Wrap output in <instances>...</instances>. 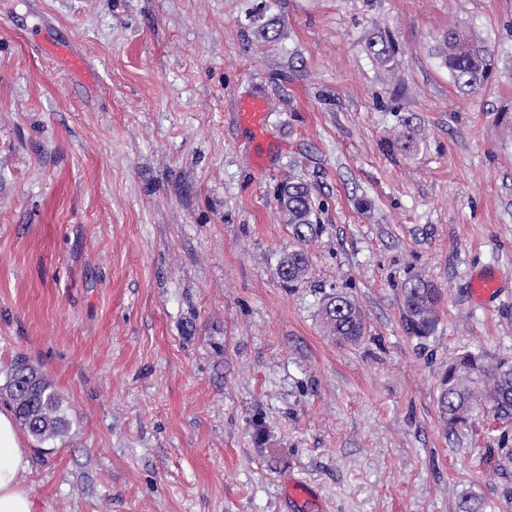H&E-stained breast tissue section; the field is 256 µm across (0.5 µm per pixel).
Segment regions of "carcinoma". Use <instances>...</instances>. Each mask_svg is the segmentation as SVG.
I'll use <instances>...</instances> for the list:
<instances>
[{"label":"carcinoma","mask_w":512,"mask_h":512,"mask_svg":"<svg viewBox=\"0 0 512 512\" xmlns=\"http://www.w3.org/2000/svg\"><path fill=\"white\" fill-rule=\"evenodd\" d=\"M261 37L272 42L281 34L277 17L260 14L253 20ZM368 49L381 64L394 62L399 46L388 33H379L368 42ZM442 64L455 83L469 91L482 87L493 69L491 48L473 31L455 28L444 34L439 48ZM424 139L413 117L396 115L391 150L402 155L417 154ZM281 205L297 241L308 242L319 231L312 186L305 181H290L280 192ZM308 256L302 249L288 254L279 266V277L286 284L302 279ZM444 292L432 281L415 277L403 289V325L417 339L430 336L440 318ZM321 319L337 342L356 344L365 335V320L357 304L343 295H331L322 303ZM18 423L39 443L65 437L70 422L63 412V399L51 382L36 367L22 358L11 368L6 387ZM438 406L448 428L467 425L474 414L488 410L499 420H512V360L487 361L483 353L467 352L448 364L438 385Z\"/></svg>","instance_id":"1"}]
</instances>
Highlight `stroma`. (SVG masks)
I'll list each match as a JSON object with an SVG mask.
<instances>
[{
  "label": "stroma",
  "instance_id": "obj_1",
  "mask_svg": "<svg viewBox=\"0 0 512 512\" xmlns=\"http://www.w3.org/2000/svg\"><path fill=\"white\" fill-rule=\"evenodd\" d=\"M281 20L254 34L255 9ZM73 40L81 78L27 41ZM494 52L481 89L435 52L451 27ZM389 31L393 69L367 44ZM267 105L264 136L236 118ZM425 139L390 153L396 114ZM512 0H0V410L25 358L64 398L61 440L24 436L33 512H512V424L449 431L465 352L512 358ZM312 184L294 238L279 188ZM304 249L302 281L278 268ZM504 283L491 307L469 281ZM445 293L433 334L402 288ZM360 307L338 344L326 295ZM316 491L289 503L288 480ZM266 111V102L261 98L246 97L239 101L237 112L239 120L256 139L261 137ZM444 292L432 281L415 277L403 289V325L409 336H430L440 318ZM320 314L329 335L336 337L339 343L356 344L365 335L362 312L347 296H328L322 303Z\"/></svg>",
  "mask_w": 512,
  "mask_h": 512
}]
</instances>
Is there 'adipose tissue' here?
<instances>
[{
    "instance_id": "ef3b65f1",
    "label": "adipose tissue",
    "mask_w": 512,
    "mask_h": 512,
    "mask_svg": "<svg viewBox=\"0 0 512 512\" xmlns=\"http://www.w3.org/2000/svg\"><path fill=\"white\" fill-rule=\"evenodd\" d=\"M26 450L12 414L0 411V512H32L26 486Z\"/></svg>"
}]
</instances>
